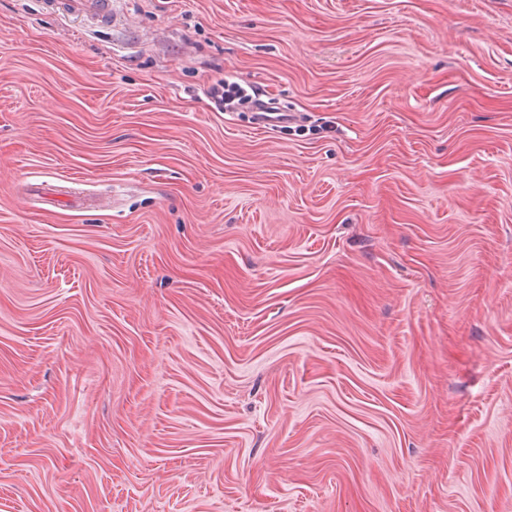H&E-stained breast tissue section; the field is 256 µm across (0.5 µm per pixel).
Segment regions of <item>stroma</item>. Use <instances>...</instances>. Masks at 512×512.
Here are the masks:
<instances>
[{"instance_id": "obj_1", "label": "stroma", "mask_w": 512, "mask_h": 512, "mask_svg": "<svg viewBox=\"0 0 512 512\" xmlns=\"http://www.w3.org/2000/svg\"><path fill=\"white\" fill-rule=\"evenodd\" d=\"M114 5L0 0V512H512V0ZM114 2V1H113ZM112 0H56L58 11L90 19L101 29H111L115 22ZM231 79L228 76L216 78L206 89V96L222 111L224 106L227 111L235 102H249L253 98L246 88Z\"/></svg>"}]
</instances>
